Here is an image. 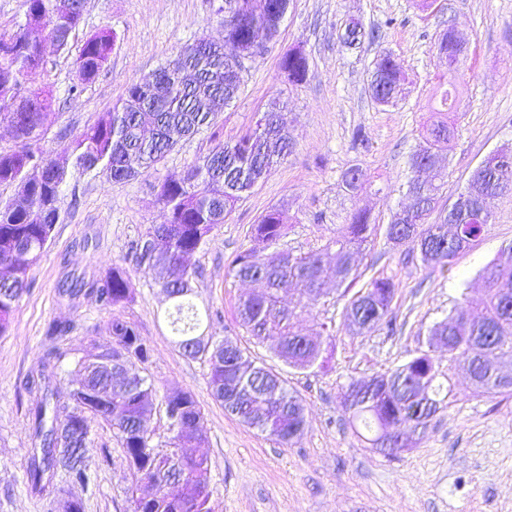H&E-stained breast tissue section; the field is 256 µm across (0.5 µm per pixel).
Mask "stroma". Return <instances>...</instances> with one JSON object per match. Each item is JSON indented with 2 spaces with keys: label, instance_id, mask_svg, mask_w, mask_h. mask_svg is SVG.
<instances>
[{
  "label": "stroma",
  "instance_id": "35a3bbf8",
  "mask_svg": "<svg viewBox=\"0 0 512 512\" xmlns=\"http://www.w3.org/2000/svg\"><path fill=\"white\" fill-rule=\"evenodd\" d=\"M353 19L380 27V39L345 48L339 35ZM451 27L466 43L456 77L459 107L447 116L454 137L441 153L448 171L443 200L451 202L489 155L512 147V0H290L277 37L246 62L237 98L211 128L181 141L162 164L133 180L83 177L66 187L53 238L29 275L10 331L0 335V512L49 510L48 497L25 479L35 446L32 410L41 394L24 387L26 376L41 367L48 327L69 328L51 380L64 396L73 359L105 348L114 316L134 323L150 347L142 371L158 393L195 395L215 512H512V399L476 392L463 366L451 372V403L393 457L357 436L341 404V388L350 379L384 373L428 348L430 329L462 295L479 301V271L512 243V195L495 200L488 232L455 257L451 271L424 266L418 254L387 238L405 201L401 188L410 156L425 145L436 117L435 94L447 72L436 44ZM104 29L115 35L106 68L81 93L69 94L74 55ZM223 39L224 0H88L69 54L52 55L46 71L30 82L54 96L44 148L66 159L72 134L111 110L132 83L188 44ZM294 48L306 54L309 68L304 82L288 84L279 62ZM384 52L407 77L403 96L388 106L376 103L369 88ZM276 104L291 153L237 203L189 263L199 272L192 300L205 314L201 333L228 338L248 358L271 366L302 399L307 426L289 447L243 425L214 400L206 363L184 356L176 343L169 302L153 275L134 273L132 299L107 310L91 295L62 291L73 278L99 279L112 264H130L133 244L164 220L155 185L217 143L235 140ZM359 129L367 137L362 147L353 141ZM355 166L368 178L349 190L343 175ZM273 207L285 210L289 225L279 248L303 251L334 238L352 212H370L376 234L358 259L354 285L363 287L376 271L393 277L394 332L353 333L340 300L327 314L300 321L303 333L313 335L325 317L333 318L325 368L294 370L269 345L254 342L238 322L237 306L260 286L235 281L227 270L250 247L252 224ZM89 425L86 455L96 482L91 491L75 486L71 493L82 499L84 512H132L135 480L122 445L109 425L94 417Z\"/></svg>",
  "mask_w": 512,
  "mask_h": 512
}]
</instances>
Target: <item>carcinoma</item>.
I'll return each mask as SVG.
<instances>
[{
    "instance_id": "obj_1",
    "label": "carcinoma",
    "mask_w": 512,
    "mask_h": 512,
    "mask_svg": "<svg viewBox=\"0 0 512 512\" xmlns=\"http://www.w3.org/2000/svg\"><path fill=\"white\" fill-rule=\"evenodd\" d=\"M23 20L8 35L0 36V122L11 128L14 145L0 150V185H13L17 198L0 199V335L8 332L15 305L26 291L29 274L41 259L61 218L63 189L85 176L108 181L132 180L160 164L183 138L213 125L216 112L239 92L241 73L224 60L221 46L199 41L185 46L167 65L131 84L125 98L96 122L72 135L71 163H61L41 147L52 116L54 98L45 90L25 91L23 84L47 69L45 41L59 53L69 51L70 38L83 13L73 0H27ZM244 40L270 43L278 29L265 26L261 16H243L234 27ZM377 31L355 23L345 28L346 46L373 40ZM114 37L101 31L88 37L75 61L78 82L74 94L94 82L105 69ZM280 69L304 80L308 61L299 57L281 60ZM405 77L388 54L374 66L371 90L374 100L390 105L402 92ZM441 115L456 105L455 87L447 80L439 89ZM453 137L448 121L439 118L428 129V145L410 160L411 177L405 196L412 204L395 214L387 237L408 246L427 266L449 268L455 255L484 235L492 223L470 219L475 205L512 193V150L490 156L470 178L467 187L439 211L438 221L428 223L436 211L445 185L443 170L436 168L434 148ZM292 141L278 113L268 111L232 143H219L198 157L178 176L163 180L157 200L165 221L152 225L132 247L135 270L157 275L156 283L172 302V330L183 354L208 365V387L224 410L243 424L293 445L307 424L302 400L273 368L257 364L237 350L235 358L217 363L199 352L196 332L200 314L190 300L198 280L186 257L203 247L213 230L224 223L243 197L237 186L264 177L278 160L290 154ZM288 225L279 208L266 211L251 226L252 245L239 252L228 274L242 282L259 281L265 292L239 300L237 315L242 327L257 343H270L275 355L288 366L306 370L323 356L322 335L307 336L299 328L301 315L328 302L326 281L349 290L356 279L355 256L374 232L370 213L359 210L340 225L336 238L308 252L285 250L273 258L265 251L286 234ZM479 273L484 299L476 306L458 304L436 323L430 336L448 337V368L466 367L474 387L486 394L512 398V379L499 375L497 362L512 361V243ZM73 289L95 297L105 308L131 299L128 268L116 264L95 281H75ZM298 291L294 305H281V294ZM394 280L374 274L345 307L344 322L358 334L393 330ZM112 344L106 351L83 357L76 364L77 379L67 398H45L33 411L34 436L41 448L30 458L26 479L32 489L52 491L53 512H64L66 489L89 488L95 476L87 459L73 457L67 440L90 433L86 414L107 422L116 432L136 480L150 481L148 490L133 498V512H214L212 491L205 490L210 463L198 448L206 442L199 430L201 410L192 392L182 425L165 442H153L141 427L154 410V385L141 375L140 365L150 348L136 326L115 316L108 323ZM449 375L434 358L421 352L394 371L370 378L352 379L342 387L343 409L351 426L369 434L374 448L392 453L390 438L407 439L427 427L451 396Z\"/></svg>"
}]
</instances>
